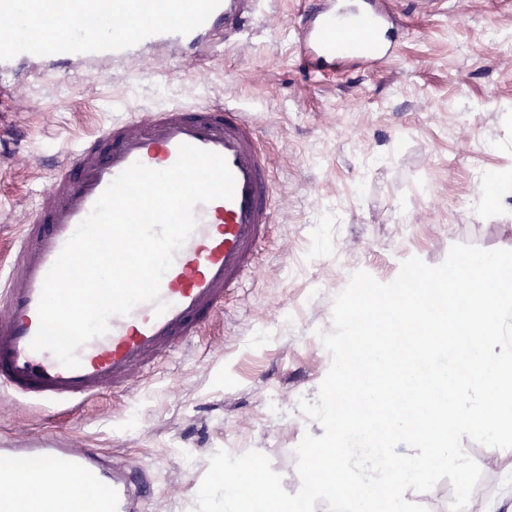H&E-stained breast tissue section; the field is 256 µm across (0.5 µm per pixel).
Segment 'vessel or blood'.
<instances>
[{
	"instance_id": "obj_1",
	"label": "vessel or blood",
	"mask_w": 512,
	"mask_h": 512,
	"mask_svg": "<svg viewBox=\"0 0 512 512\" xmlns=\"http://www.w3.org/2000/svg\"><path fill=\"white\" fill-rule=\"evenodd\" d=\"M243 0H160L152 13L137 0H0V94L6 80L34 56L54 65H85L99 70L137 57L152 45L194 48L239 24ZM379 0H320L298 22L301 65L310 73L334 69L353 55L369 61L390 54L397 39L392 18ZM52 11L61 33L35 46L30 30ZM223 156L235 194L197 205V224L160 285L164 313L156 305L137 306L109 320L107 333L78 351V367L63 366L31 342L39 325L38 304L44 278L77 225L110 183L134 162L163 170L180 145ZM271 162L256 130L234 104L208 101L189 109L146 110L112 122L60 166L48 188L0 256V394L70 411L103 392L128 388L142 372L171 353L224 306L226 296L256 265L258 248L273 222ZM32 458L39 472L18 468ZM67 482L70 500L94 485L107 495L100 512H143L151 494L142 470L113 462L92 448H69L41 438L0 444V512L26 498L42 475Z\"/></svg>"
}]
</instances>
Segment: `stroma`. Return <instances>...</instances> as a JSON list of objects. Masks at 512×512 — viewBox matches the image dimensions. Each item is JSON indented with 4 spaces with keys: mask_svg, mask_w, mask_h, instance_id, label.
Returning a JSON list of instances; mask_svg holds the SVG:
<instances>
[{
    "mask_svg": "<svg viewBox=\"0 0 512 512\" xmlns=\"http://www.w3.org/2000/svg\"><path fill=\"white\" fill-rule=\"evenodd\" d=\"M312 2L247 0L238 29L190 56L15 79L0 102V253L75 144L124 113L199 101L248 113L275 222L258 268L188 345L77 411L0 396V439L63 436L143 468L156 478L147 512H194L220 450L265 454L296 493V448L324 433L299 401L330 368L319 334L351 274L388 283L403 260L437 265L458 243L512 250V196L476 205L484 175L512 169V0H390L393 54L318 79L293 30ZM462 446L482 472L473 499L512 512V449Z\"/></svg>",
    "mask_w": 512,
    "mask_h": 512,
    "instance_id": "stroma-1",
    "label": "stroma"
}]
</instances>
